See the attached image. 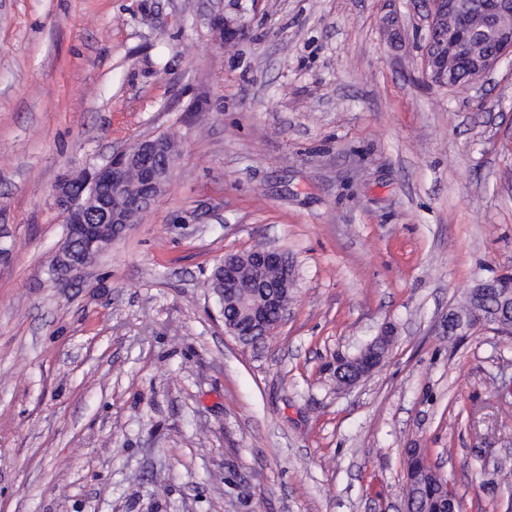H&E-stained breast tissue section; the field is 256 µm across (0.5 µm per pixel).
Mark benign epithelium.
I'll list each match as a JSON object with an SVG mask.
<instances>
[{"instance_id": "1", "label": "benign epithelium", "mask_w": 512, "mask_h": 512, "mask_svg": "<svg viewBox=\"0 0 512 512\" xmlns=\"http://www.w3.org/2000/svg\"><path fill=\"white\" fill-rule=\"evenodd\" d=\"M476 11L471 0H428V25L424 48V74L440 89L483 86L505 59H512V0H481ZM181 154L178 141L169 136L137 140L112 153L91 171L61 178L54 187V206L65 215L67 229L51 263L53 276L62 284L80 277L88 267L80 256L105 252L126 228L141 223L142 216L164 191ZM224 292L220 313L224 328L238 342L257 347L274 335L288 312L295 286L285 255L275 249H252L224 254ZM512 307V273L506 271L472 288L466 303L448 312L445 330L450 335L479 328L499 330ZM392 331L376 337L361 353L336 360L334 377L352 387L384 362ZM407 478L404 512H418L419 489L427 483L449 487L447 478L428 467L418 448H406ZM432 512H462L453 491L430 499Z\"/></svg>"}]
</instances>
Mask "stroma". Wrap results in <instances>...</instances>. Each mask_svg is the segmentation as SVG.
I'll use <instances>...</instances> for the list:
<instances>
[{"instance_id":"stroma-1","label":"stroma","mask_w":512,"mask_h":512,"mask_svg":"<svg viewBox=\"0 0 512 512\" xmlns=\"http://www.w3.org/2000/svg\"><path fill=\"white\" fill-rule=\"evenodd\" d=\"M426 31L425 0H0V512H402L408 448L512 512V335L443 329L512 271V65L433 87ZM160 135L165 191L53 280L54 185ZM257 245L295 288L253 349L207 283ZM392 338V330H385L355 357L337 359L336 381L344 387H352L371 374L384 362Z\"/></svg>"}]
</instances>
